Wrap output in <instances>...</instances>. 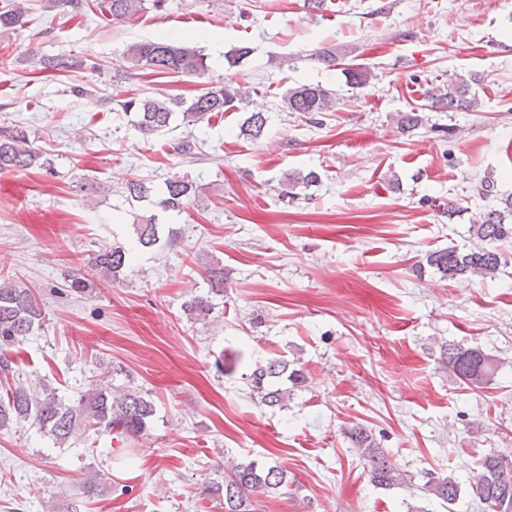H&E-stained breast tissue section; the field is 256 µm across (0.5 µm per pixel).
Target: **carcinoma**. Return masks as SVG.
<instances>
[{
    "label": "carcinoma",
    "instance_id": "obj_1",
    "mask_svg": "<svg viewBox=\"0 0 512 512\" xmlns=\"http://www.w3.org/2000/svg\"><path fill=\"white\" fill-rule=\"evenodd\" d=\"M146 0H97L100 11L112 19H133L146 9ZM89 7L87 0H42L45 12L60 10L73 15ZM27 10L22 2L12 8L0 10V28H13L24 23ZM123 60L132 67L147 68L159 74H200L206 70L203 54L193 42H171L165 38L136 42L127 47ZM44 69L69 70L78 65L70 56L40 58ZM348 83L355 88L369 86L372 74L368 69L346 70ZM480 82L476 76L469 79L450 75L448 80L432 85L427 91L430 107L439 112L473 110L479 107L472 85ZM250 91L241 82L232 79L206 88L191 99L183 97L157 98L131 97L121 102V109L134 113L135 128L150 137L168 129L175 114L194 125L209 120L212 113L241 109ZM336 93L317 84H301L288 89L282 97V109L300 114L334 112ZM396 128L411 132L428 123L424 113L414 109L401 112L394 118ZM268 123L262 111L249 113L239 128V135L250 139L260 138ZM45 167L47 161L31 147L26 127L13 125L0 130V171L26 170ZM319 181L317 172L292 171L279 182V196L295 200L301 192ZM154 189L139 178L125 184L127 198L133 202L150 199ZM201 193V185L185 176L166 180L157 206L162 211L181 212L193 204ZM500 207L488 210L474 226L476 243L467 250L456 247L441 249L426 255V262L444 277L457 276L487 279L494 277L500 264V254L488 245L505 238H512V194L499 198ZM133 232L136 243L143 249H152L160 242L161 224L156 213L134 216ZM131 262L130 250L122 246L101 248L95 253L93 264L102 280L116 283L121 280ZM207 292L191 296L184 303L190 319L205 322L212 313V298L224 296V263L216 258L204 268ZM44 313L35 293L24 281H0V374L14 375L12 359L4 349L21 343L41 329ZM441 364L458 380L479 387L491 381L499 361L479 348H462L446 344L441 351ZM286 379L293 384L306 381L302 370L292 367L284 358H273L256 367L249 375L251 391L269 407L288 406L291 392L278 385ZM156 406L149 395L131 386H114L97 381L70 402L58 394L57 389L39 383L31 387L18 382L5 397H0V429L12 424H28L61 446L66 444L78 429L115 433L125 440H135L145 434L155 415ZM355 448L369 468L374 485L384 488L402 485L404 475L396 468L387 450L380 447L372 432L364 427L351 431ZM424 487L436 497L452 505L459 498V482L453 474L444 477L425 474ZM288 488V474L277 464L261 462L246 457L224 470V475L205 486V493L224 502V512H250L252 496H272ZM474 495L485 504L489 512H512V455L491 453L480 462V471L472 486Z\"/></svg>",
    "mask_w": 512,
    "mask_h": 512
}]
</instances>
